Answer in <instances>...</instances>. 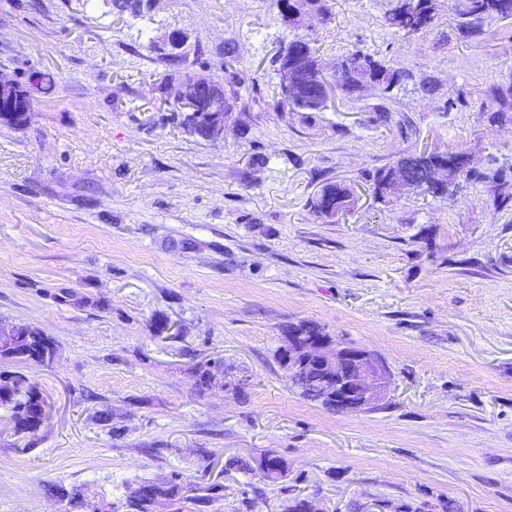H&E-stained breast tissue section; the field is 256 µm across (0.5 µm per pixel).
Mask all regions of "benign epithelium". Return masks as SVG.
<instances>
[{
  "mask_svg": "<svg viewBox=\"0 0 512 512\" xmlns=\"http://www.w3.org/2000/svg\"><path fill=\"white\" fill-rule=\"evenodd\" d=\"M223 80L202 77L187 86L180 108L187 114L206 106L211 113L208 138L224 136ZM422 152L409 151L399 158V189L411 191L425 171ZM288 346V370L312 371L321 394L336 401V411L355 413L378 407L388 397L392 375L385 360L365 347L335 341L330 336H298L292 332L284 340Z\"/></svg>",
  "mask_w": 512,
  "mask_h": 512,
  "instance_id": "obj_1",
  "label": "benign epithelium"
}]
</instances>
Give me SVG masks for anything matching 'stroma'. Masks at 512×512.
<instances>
[{"mask_svg": "<svg viewBox=\"0 0 512 512\" xmlns=\"http://www.w3.org/2000/svg\"><path fill=\"white\" fill-rule=\"evenodd\" d=\"M150 3L134 19L109 0H0V76L53 81L25 125L0 124V323L54 348L0 358L49 409L26 435L0 409V512H74L78 490L126 512L139 483L176 476L208 499L186 512H512V212L477 188L379 199L366 180L405 150L512 162V123L482 114L512 86V19L468 39L436 0L411 36L384 25L390 0H328L304 28L327 76L359 52L414 79L309 118L272 108L292 34L276 0ZM174 30L181 70L237 96L222 139L185 132L159 91ZM329 181L356 199L323 220L310 202ZM300 322L380 354L386 402L302 399L277 359ZM206 362L222 386L197 385ZM268 453L286 477L233 464Z\"/></svg>", "mask_w": 512, "mask_h": 512, "instance_id": "stroma-1", "label": "stroma"}]
</instances>
